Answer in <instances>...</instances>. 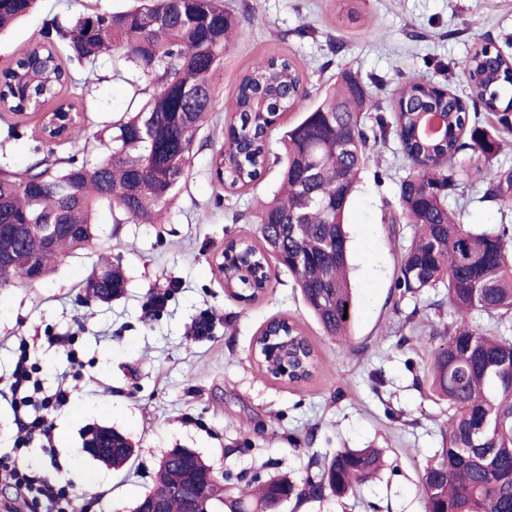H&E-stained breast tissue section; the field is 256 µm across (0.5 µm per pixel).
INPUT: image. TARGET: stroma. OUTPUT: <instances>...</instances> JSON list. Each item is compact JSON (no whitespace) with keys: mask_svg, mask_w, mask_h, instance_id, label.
Instances as JSON below:
<instances>
[{"mask_svg":"<svg viewBox=\"0 0 512 512\" xmlns=\"http://www.w3.org/2000/svg\"><path fill=\"white\" fill-rule=\"evenodd\" d=\"M249 7L241 49L229 53L220 77L222 112L196 139L189 177L158 224H118L107 206L93 214V246L64 258L43 279L0 289V454L13 448L15 415L7 392L27 341L45 391L67 381L68 404L52 412L54 454L31 440L23 461L50 479L78 472L74 512H133L153 490L159 462L188 448L214 472L237 485L262 484L274 475L302 484L325 458L342 448L383 449L386 466L372 482L342 497L287 501L280 512H424L421 477L437 460L448 405L430 394L425 379L432 344L420 332L454 317L442 288L411 297L394 287L399 246L412 231L390 224L398 187L411 163L396 136L376 147L377 160L360 174L346 215L355 309L350 340L325 333L304 305L287 272L271 268V285L254 301L231 296L218 269L224 245L257 238L251 220L278 185L268 170L252 186L224 190L211 170L232 121L239 73L255 59L285 55L296 64L312 99H319L345 70L355 72L383 114L395 91L424 76L459 96L467 89L460 69L472 50L512 39V0H232ZM134 0H39L37 9L0 35V69L39 39L47 19L118 11ZM96 80L74 71L68 98L84 99L94 134L124 112L131 87L100 62ZM479 123L500 147L492 155L465 151L463 168H512V128L488 112ZM42 115L0 112V167L29 168L44 157L73 153L70 141L44 142ZM448 204L463 223L512 224V206L483 198L476 179H460ZM120 266L125 287L109 301L86 293V281L104 264ZM156 293L165 307L147 312ZM214 317L211 334L192 326L201 312ZM294 323L312 348L311 378L291 382L267 372L253 342L271 320ZM52 336L74 337L77 363ZM114 429L135 453L115 469L84 450L93 428Z\"/></svg>","mask_w":512,"mask_h":512,"instance_id":"obj_1","label":"stroma"}]
</instances>
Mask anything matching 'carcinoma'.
<instances>
[{"instance_id":"cac0c4a2","label":"carcinoma","mask_w":512,"mask_h":512,"mask_svg":"<svg viewBox=\"0 0 512 512\" xmlns=\"http://www.w3.org/2000/svg\"><path fill=\"white\" fill-rule=\"evenodd\" d=\"M38 0H0V31L27 16ZM241 14L223 0H139L119 12L57 16L47 20L39 45L48 82L26 86L24 56L0 70V111L38 112L49 102L55 110L79 114L66 139L85 130L84 109L63 100L71 78L69 65L94 72L99 60L115 61V75L132 76L137 104L105 126L96 140L103 152L93 166L43 159L23 172L0 168V249L18 259L0 288L29 282V265L48 275L52 264L96 239V204L117 213L115 222L153 224L173 203L189 175L194 142L222 110L217 76L236 38ZM465 75L470 96L487 112L499 113L506 126L512 109V55L482 46L468 58ZM299 72L286 57L256 60L240 74L224 150L213 157L217 181L230 190L250 186L272 166L280 167L275 197L253 215L258 243L230 242L224 254V285L231 295L259 297L269 286L268 258L281 261L314 317L331 336L347 335L353 295L347 275L345 212L359 171L369 164L370 139L394 132L411 170L398 191L399 216L412 237L399 249L394 288L403 295L447 290L454 319L432 329L429 390L448 401V424L440 458L424 469L421 493L425 512H512V336H494L470 320L479 311L502 320L512 316V224L476 229L448 207L463 169L455 158L466 150L489 155L499 144L470 117L468 102L423 76L402 83L392 121L382 115L367 126L364 113L377 109L365 86L345 71L336 85L314 103ZM297 115L285 127L281 150L270 149L268 129L275 117ZM486 198L512 202V169L476 170ZM68 225L46 243L41 225ZM123 287L112 266L87 285L89 294L109 300ZM273 336L284 355L259 359L277 374L286 362L296 379L309 376L313 360L301 347L305 337L288 320H275ZM96 459L125 465L134 449L109 428L97 429ZM382 466L378 448H344L326 458L316 477L301 489L272 477L257 490L231 487L224 478V499L197 496L193 480L212 473L194 451L175 448L162 458L157 487L141 498L134 512L155 497L167 512H270L273 496L290 492L299 499L339 497L366 483Z\"/></svg>"}]
</instances>
